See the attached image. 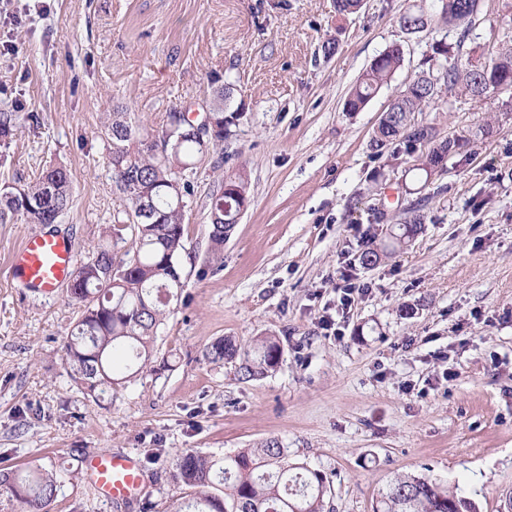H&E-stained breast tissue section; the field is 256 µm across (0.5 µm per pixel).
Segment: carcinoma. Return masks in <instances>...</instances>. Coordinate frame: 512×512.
I'll use <instances>...</instances> for the list:
<instances>
[{
	"label": "carcinoma",
	"mask_w": 512,
	"mask_h": 512,
	"mask_svg": "<svg viewBox=\"0 0 512 512\" xmlns=\"http://www.w3.org/2000/svg\"><path fill=\"white\" fill-rule=\"evenodd\" d=\"M448 24L461 29L456 48L446 43L432 47L428 67L399 91L384 112L371 141L381 152L397 142L407 147L427 146L417 169L430 179L452 159L451 142L436 139L435 128L415 120V113L440 93L460 92L480 98L488 80L512 85V46L501 49L484 73L464 57L463 47L479 0H439ZM402 28L421 32L429 17L407 8ZM404 64V51L395 45L376 56L351 90L344 111H360ZM245 100H235L234 84L216 89L211 105L214 137L201 141L184 134L176 138L171 112L161 129L151 133L134 125L125 112H114L106 126L108 163L117 191L127 202L126 221L110 224L106 234L112 244L96 247L80 263L69 282L70 296L82 307L69 332L66 353L71 378L94 397L123 386L151 363L157 330L167 308L181 300L185 282L177 262L183 249L186 198L193 193L186 171L197 168L224 140L234 135ZM21 120L17 112H0V143H7ZM178 188H173L172 183ZM16 199L0 201V219L20 216L29 224L58 223L73 200V185L66 170L51 167L33 182L3 188ZM249 202L242 175L222 180L210 198L214 251L224 246V225L236 223L241 206ZM131 242V251L116 259L115 247ZM282 355L276 339L266 337L251 349L224 338L207 349L208 360H239V379L252 380L275 369ZM171 479L189 490V499L172 512H332L326 496L327 477L304 464L288 462V449L270 439L259 448H244L217 456L182 453L174 461ZM16 502L14 512H53L58 495L57 476L39 465H29L13 475H1ZM467 498L427 475L401 476L381 495L374 512H460Z\"/></svg>",
	"instance_id": "1"
}]
</instances>
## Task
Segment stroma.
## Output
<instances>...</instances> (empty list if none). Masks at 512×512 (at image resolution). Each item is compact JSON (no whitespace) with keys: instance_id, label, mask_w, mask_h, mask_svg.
<instances>
[{"instance_id":"35a3bbf8","label":"stroma","mask_w":512,"mask_h":512,"mask_svg":"<svg viewBox=\"0 0 512 512\" xmlns=\"http://www.w3.org/2000/svg\"><path fill=\"white\" fill-rule=\"evenodd\" d=\"M416 0H0V110L34 113L0 144V188L65 168L74 196L54 234L79 258L126 207L108 165L105 123L127 112L156 130L168 112L231 82L247 109L199 165L185 209L181 301L159 327L154 373L92 398L70 377L65 345L80 314L66 288L37 294L13 278L12 254L35 225L0 221V473L37 463L63 483L55 512H170L186 496L177 455H217L269 438L322 471L334 512H373L400 475L459 485L478 512L512 493V112L500 98L442 95L418 115L439 138H469L472 156L423 179L415 150L370 141L393 96L455 27L406 33ZM512 37V0H481L464 49L486 61ZM338 50L323 56L321 44ZM402 68L366 107L343 103L387 47ZM244 173L250 203L212 261L208 198ZM386 220H378V209ZM418 211L404 247L387 225ZM374 247L375 265L361 262ZM362 292L340 298L344 275ZM279 339L267 375L242 381L212 343ZM102 448L137 454L143 503L99 501L77 460Z\"/></svg>"}]
</instances>
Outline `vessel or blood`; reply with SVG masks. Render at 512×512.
<instances>
[{"instance_id":"1","label":"vessel or blood","mask_w":512,"mask_h":512,"mask_svg":"<svg viewBox=\"0 0 512 512\" xmlns=\"http://www.w3.org/2000/svg\"><path fill=\"white\" fill-rule=\"evenodd\" d=\"M77 266V252L72 240L63 235L29 236L12 256L11 271L15 278L34 291L48 292L68 280ZM99 498L108 503L127 501L140 496L146 474L133 452L104 449L79 457Z\"/></svg>"}]
</instances>
